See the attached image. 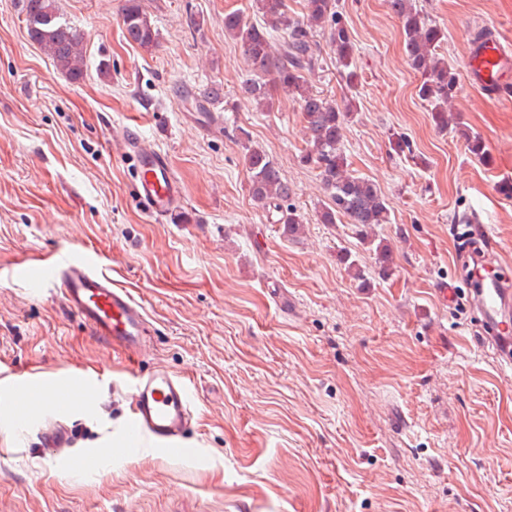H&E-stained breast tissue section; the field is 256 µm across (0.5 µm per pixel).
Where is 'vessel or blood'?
<instances>
[{
	"label": "vessel or blood",
	"instance_id": "1",
	"mask_svg": "<svg viewBox=\"0 0 512 512\" xmlns=\"http://www.w3.org/2000/svg\"><path fill=\"white\" fill-rule=\"evenodd\" d=\"M512 70V53L496 36L469 45L466 74L470 85L484 90L502 87ZM128 152L135 166L134 195L154 219H163L180 205L183 188L175 179L169 158L130 135ZM41 279L59 285L64 303L95 336L128 354L139 353L150 334L144 307L129 290L97 267L92 257L75 258L59 254L40 270ZM471 307L489 329L491 342L512 344V282L492 279L485 282L471 300ZM130 426L147 435L169 454L181 452L183 436L193 413L188 384L184 377L159 366L146 374L134 375L131 383ZM44 446L54 454L71 446L67 429L59 424L42 431Z\"/></svg>",
	"mask_w": 512,
	"mask_h": 512
}]
</instances>
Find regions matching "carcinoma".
Segmentation results:
<instances>
[{"label": "carcinoma", "instance_id": "obj_1", "mask_svg": "<svg viewBox=\"0 0 512 512\" xmlns=\"http://www.w3.org/2000/svg\"><path fill=\"white\" fill-rule=\"evenodd\" d=\"M261 21H247L241 12L224 14V32L242 47L253 77L246 80L244 92L259 106L272 104V92L283 90L294 98L304 120L306 147L302 163L318 170L328 192L329 202L320 213V221L334 224L341 218L358 228L361 239L375 245L379 273L392 272L389 246L375 243L370 230L389 223V208L380 189L372 181L349 171L347 158L340 149L347 113L336 103L314 92L307 74L314 71L317 44L313 30L329 27V42L348 88L356 87L357 73L352 69L354 44L347 26L336 10V0H304L305 16L288 15L286 0H253ZM398 18L404 36V51L410 68L420 76L418 96L430 106L435 123L448 128V100L458 89L456 69L436 57L445 40V32L429 22L413 5V0H386ZM27 34L44 49L57 70L69 80L82 79L86 67L84 33L60 21L55 0H22ZM122 23L126 38L150 50L157 42V31L140 5V0H125ZM284 33L279 48L272 46L273 34ZM469 152L478 160L487 158L480 137L458 128ZM244 165L253 199L264 208L281 214L279 223L289 237L298 234L303 221L294 204L292 189L276 163L261 148L243 144Z\"/></svg>", "mask_w": 512, "mask_h": 512}]
</instances>
